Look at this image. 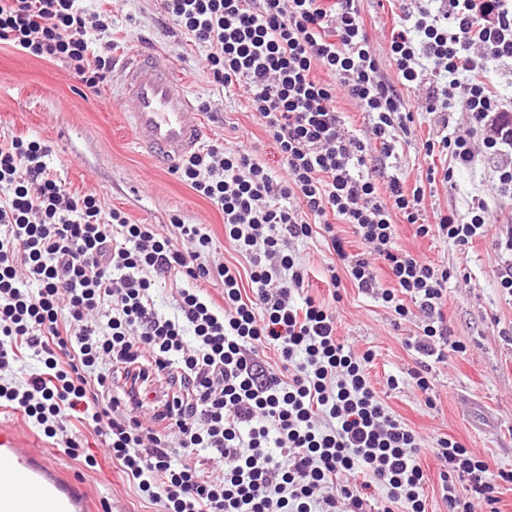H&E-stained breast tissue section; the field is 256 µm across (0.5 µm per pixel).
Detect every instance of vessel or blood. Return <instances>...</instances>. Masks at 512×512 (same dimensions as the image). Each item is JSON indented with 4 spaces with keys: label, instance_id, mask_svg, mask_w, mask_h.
Instances as JSON below:
<instances>
[{
    "label": "vessel or blood",
    "instance_id": "obj_1",
    "mask_svg": "<svg viewBox=\"0 0 512 512\" xmlns=\"http://www.w3.org/2000/svg\"><path fill=\"white\" fill-rule=\"evenodd\" d=\"M120 88L136 146L166 162L201 147L203 128L183 82L165 57L133 53L121 67ZM83 483L64 475L53 455L29 448L18 424L0 423V512H86Z\"/></svg>",
    "mask_w": 512,
    "mask_h": 512
}]
</instances>
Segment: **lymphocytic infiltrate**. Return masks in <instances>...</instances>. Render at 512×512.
<instances>
[{
    "mask_svg": "<svg viewBox=\"0 0 512 512\" xmlns=\"http://www.w3.org/2000/svg\"><path fill=\"white\" fill-rule=\"evenodd\" d=\"M77 0H0V40L36 58L64 62L89 88L112 73V57L91 54ZM166 17L207 47L212 80L241 89L286 169L277 180L246 153L208 146L172 172L224 214V238L246 258L249 276L210 263L213 239L182 224L177 239L153 225L104 212L99 197L71 195L40 141L0 142V372L39 362L22 381L0 380V408L19 412L47 437L77 422L161 512H364L369 490L386 492L382 512H426L419 440L393 418L371 385L370 353L337 335L336 318L304 293L309 276L292 244L322 235L343 268L331 274L333 299L343 278L364 292L376 286L374 261L395 283L382 300L398 318L419 315L416 350L426 361L411 376L428 391V359L465 352L442 314L451 273L397 248L394 214L419 236L438 231L465 247L487 236L495 217L485 200L467 220L437 226L421 213L424 186L394 176L378 188L365 166L372 147L392 157L412 114L402 87L428 83L429 112L463 104L490 156L495 179L512 195V106L485 79L512 58V0H448L445 13L422 8L393 30L385 77L371 54L357 0H164ZM325 70L327 79L315 76ZM364 114L356 136L344 127L336 94ZM441 138L427 152H449L455 167L475 160L471 138ZM428 169L426 183L451 181L454 169ZM349 225L367 250L350 253L336 230ZM182 277L177 313L155 309L153 292ZM219 280L223 305L197 284ZM250 295H243V285ZM276 347L280 364L264 363ZM166 376L162 404L148 384ZM439 455L448 512L492 506L512 471L451 438ZM222 462L203 472L202 457ZM329 495H322V488Z\"/></svg>",
    "mask_w": 512,
    "mask_h": 512,
    "instance_id": "1",
    "label": "lymphocytic infiltrate"
}]
</instances>
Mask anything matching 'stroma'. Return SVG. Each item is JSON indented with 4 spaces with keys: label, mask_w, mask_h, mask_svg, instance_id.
Segmentation results:
<instances>
[{
    "label": "stroma",
    "mask_w": 512,
    "mask_h": 512,
    "mask_svg": "<svg viewBox=\"0 0 512 512\" xmlns=\"http://www.w3.org/2000/svg\"><path fill=\"white\" fill-rule=\"evenodd\" d=\"M420 4L421 0L359 2L369 48L386 77L394 75L389 61L391 33L403 14ZM81 7L88 14L111 15L112 27L100 39L112 44L114 61L136 50L167 55L202 118L204 145L219 142L225 151L248 152L276 177H285L280 157L245 93L239 89L227 93L213 83L205 48L189 42L165 18L161 0H82ZM425 93L422 87L403 91L413 121L395 155L385 159L379 150L370 152L368 164L375 167L379 185L396 175L407 188H414L425 180L428 168L442 169L449 162L443 153L427 154L426 142L469 131L467 112L455 109L448 124H441L439 115L427 111ZM127 110L116 77H109L94 93L64 63L44 61L0 42V140L18 135L40 140L49 147L51 165L71 194L97 195L106 208L125 212L131 223L154 225L159 234L172 239L178 235L177 224L200 225L215 243L211 262L247 269V261L224 239L223 212L172 174L170 165L135 146L124 124ZM493 169V160L478 156L473 166L457 169L451 182L433 185L423 200L425 217L432 225L447 214L465 218L473 199L486 200L497 218L496 228L474 240L470 248L457 246L435 231L417 236L413 225L399 216L394 219L399 248L454 273L443 315L467 350L433 364L431 393L419 391L410 378L419 358L415 349L421 334L419 318L395 322L393 311L381 299V291L394 286L388 268L379 261L374 264L377 293H364L348 281L336 302L327 286L334 257L325 239L317 235L294 245L309 271V296L334 312L338 336L355 352L371 353L369 378L386 410L419 438V463L428 475L427 512H448L440 478L444 462L437 455L440 439L460 441L485 458L492 470H512V340L503 334L512 327V295L500 286L508 256L503 243L512 228V196L499 194ZM391 376L399 381L397 389L386 386ZM27 431L34 447L55 453L59 465L85 483L94 505L109 503L112 512H158V505L142 497L102 449L94 451L98 465L93 469L65 451V437L86 440L87 430L71 427L53 439L32 425Z\"/></svg>",
    "instance_id": "stroma-1"
}]
</instances>
